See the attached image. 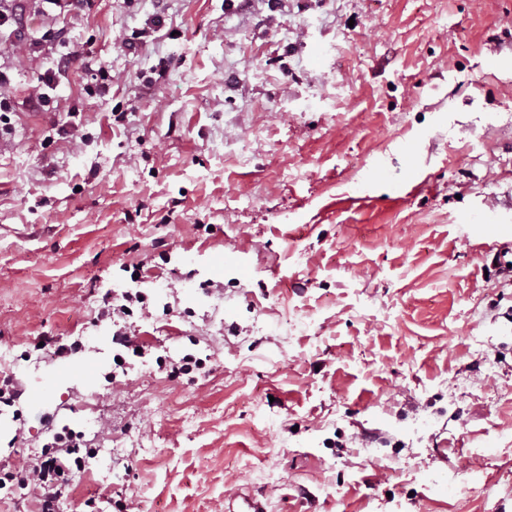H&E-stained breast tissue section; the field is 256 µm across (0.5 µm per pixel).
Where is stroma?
Wrapping results in <instances>:
<instances>
[{
    "mask_svg": "<svg viewBox=\"0 0 512 512\" xmlns=\"http://www.w3.org/2000/svg\"><path fill=\"white\" fill-rule=\"evenodd\" d=\"M22 8L0 461L83 433L58 512H512V0ZM225 508L226 512H267L262 500L242 491L231 495Z\"/></svg>",
    "mask_w": 512,
    "mask_h": 512,
    "instance_id": "obj_1",
    "label": "stroma"
}]
</instances>
